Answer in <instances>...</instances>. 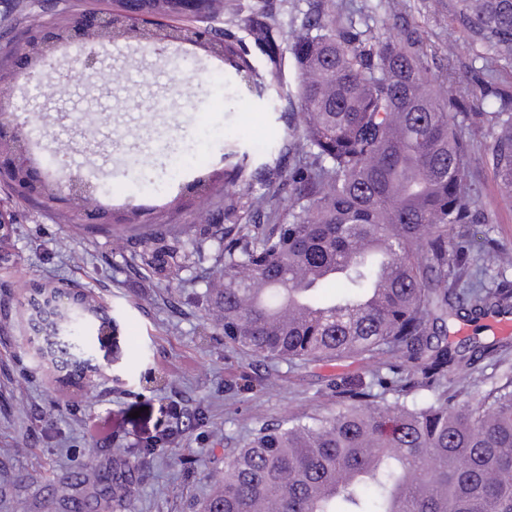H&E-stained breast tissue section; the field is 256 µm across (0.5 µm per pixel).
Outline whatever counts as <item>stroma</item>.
Wrapping results in <instances>:
<instances>
[{
    "mask_svg": "<svg viewBox=\"0 0 512 512\" xmlns=\"http://www.w3.org/2000/svg\"><path fill=\"white\" fill-rule=\"evenodd\" d=\"M229 2L236 15H274L285 47L293 39L291 18L308 6V0ZM399 3L394 14L388 0H335L337 10L368 20L377 34L395 25L417 30L428 58L452 67L434 72L441 97L476 96L487 78L512 85V59L488 58L479 47L449 57L450 46L468 42L454 20L456 0ZM236 15H221L211 25L232 30L255 57L269 84L264 95L201 47L185 43L158 56L121 41L90 80L77 63L80 51L68 52L41 92L13 94L12 118L42 148L44 166L72 175L96 167L103 203L128 200L139 206L141 223L188 224L194 234L207 235L206 219L220 208L222 191L193 190L196 165L208 164L220 175L235 153L248 154L256 167L279 161L290 120L286 94L296 84L291 55L285 51L269 67ZM50 19L44 12L13 28L0 22V73L8 83L18 80L15 60L30 30ZM175 63L186 78L179 87L170 81ZM212 71L222 72L223 92L209 83ZM472 176L478 205L489 216L488 223L474 225L476 237L512 246V197L481 162ZM0 200L10 203L16 219L8 245L16 260L0 266V320L9 322L0 330V512H10L18 496L29 512H69L59 490L73 478L74 458L109 473L120 458L133 466L134 450L170 425L179 432L163 443L152 479L138 485L127 512H197L228 449L263 424L335 410L330 384L365 370L358 359L291 369L241 355L225 346L204 306L193 300L205 265L175 276L137 274L128 263L140 248L136 233L120 242L107 233L89 234L63 250L58 243L69 239V225L58 205H34L1 181ZM47 278L90 291L111 309L116 326L89 353L109 366L112 380L68 388L49 370L34 369L20 340L22 303ZM267 374L275 384H259ZM202 407L204 423L197 419ZM187 454L197 459L195 470L184 469Z\"/></svg>",
    "mask_w": 512,
    "mask_h": 512,
    "instance_id": "35a3bbf8",
    "label": "stroma"
}]
</instances>
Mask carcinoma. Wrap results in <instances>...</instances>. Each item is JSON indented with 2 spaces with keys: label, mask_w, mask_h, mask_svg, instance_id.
<instances>
[{
  "label": "carcinoma",
  "mask_w": 512,
  "mask_h": 512,
  "mask_svg": "<svg viewBox=\"0 0 512 512\" xmlns=\"http://www.w3.org/2000/svg\"><path fill=\"white\" fill-rule=\"evenodd\" d=\"M194 16L224 13V0H203ZM316 0L289 45L297 71L302 118L289 134L292 164L254 174L243 160L224 172L223 219L210 225L213 276L197 299L230 348L290 367L348 358L371 369L336 385L337 410L306 420L285 416L262 425L224 458L199 512H512V371L479 397L471 393L474 357L448 343V318L474 321L512 309V283L482 285L478 275L512 269V249L488 238L478 252L467 240L479 209L471 181L473 143L455 124L466 111L471 131L497 135L484 157L512 192V90L488 86L482 100L442 99L416 31L387 37L336 19ZM125 0H112V31L97 39L139 37L121 21ZM139 12L160 20L184 15L183 0H138ZM471 43L512 57V0H459L455 14ZM272 65L281 55L276 20L263 12L242 19ZM72 19L56 23L32 44L77 39ZM211 52L222 56L250 88H266L241 40L211 31ZM494 99L487 112L483 100ZM259 177L265 192L250 202L244 189ZM40 204L58 197L48 187L11 176ZM292 197L264 222L257 214L280 195ZM96 187L83 189L67 210L107 221ZM131 258L136 272H170L202 263V241L187 229L164 243L147 235ZM336 282L337 299L318 291ZM27 303V320L51 333L53 365L82 366L107 307L82 293L80 319L54 307L58 286L41 285ZM428 401L409 400L416 391ZM390 393L393 401L382 393ZM157 443L137 449L148 469ZM84 504L108 512L127 502V483L108 484L96 468L80 466Z\"/></svg>",
  "instance_id": "obj_1"
}]
</instances>
